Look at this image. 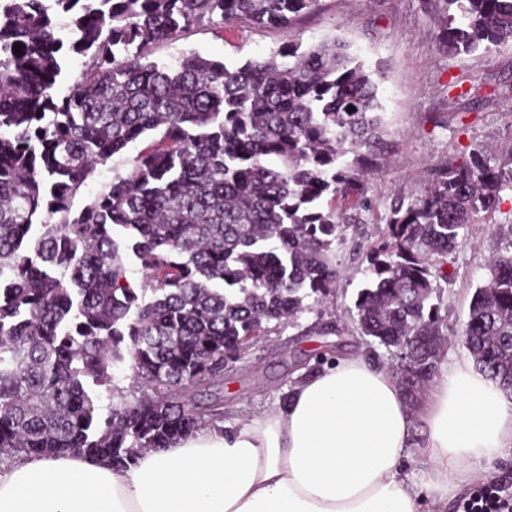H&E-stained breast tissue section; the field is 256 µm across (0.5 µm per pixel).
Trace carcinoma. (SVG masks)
Listing matches in <instances>:
<instances>
[{
  "instance_id": "obj_1",
  "label": "carcinoma",
  "mask_w": 512,
  "mask_h": 512,
  "mask_svg": "<svg viewBox=\"0 0 512 512\" xmlns=\"http://www.w3.org/2000/svg\"><path fill=\"white\" fill-rule=\"evenodd\" d=\"M434 2L441 53L512 44V0ZM319 5L0 0V455L84 454L125 470L219 429L223 398L202 397L224 369L305 300L333 297L336 244L391 149L373 74L336 41L237 67L196 52L148 60L195 26L286 29ZM56 14L70 18L65 40ZM73 55L86 61L63 92ZM142 140L130 173L74 210L98 168ZM506 190L512 151L444 160L420 194L396 195L367 255L358 332L404 355L417 389L445 345L434 281ZM124 251L144 272L137 288ZM487 271L463 344L511 393L512 241Z\"/></svg>"
}]
</instances>
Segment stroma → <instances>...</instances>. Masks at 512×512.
<instances>
[{"mask_svg": "<svg viewBox=\"0 0 512 512\" xmlns=\"http://www.w3.org/2000/svg\"><path fill=\"white\" fill-rule=\"evenodd\" d=\"M433 0H322L320 9L291 28L257 27L242 20L215 36L197 28L158 47L153 60L176 64L191 52L240 65L275 54L291 43L310 46L344 42L366 70L381 72L378 99L383 127L394 148L379 171L367 177L370 201L350 224L336 249L342 275L330 303L305 311L255 342L247 356L225 370L220 391L224 416L242 420L280 405L294 383L317 369L319 356L347 353L396 370L392 349L355 326V300L371 280L368 249L387 234L385 217L398 191L416 193L431 168L446 156L464 157L476 145L491 154L512 151V46L479 48L447 56L437 49ZM512 224V192L502 194L495 213L473 226L466 242L436 282L432 296L445 319L449 356L467 357L462 332L475 288L487 277L486 263L504 248Z\"/></svg>", "mask_w": 512, "mask_h": 512, "instance_id": "1", "label": "stroma"}]
</instances>
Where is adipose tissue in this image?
<instances>
[{
	"label": "adipose tissue",
	"mask_w": 512,
	"mask_h": 512,
	"mask_svg": "<svg viewBox=\"0 0 512 512\" xmlns=\"http://www.w3.org/2000/svg\"><path fill=\"white\" fill-rule=\"evenodd\" d=\"M426 440L403 476L413 417ZM391 372L347 356L288 401L124 471L84 455L0 464V512H422L512 455V394L468 360L438 358L419 415Z\"/></svg>",
	"instance_id": "obj_1"
}]
</instances>
